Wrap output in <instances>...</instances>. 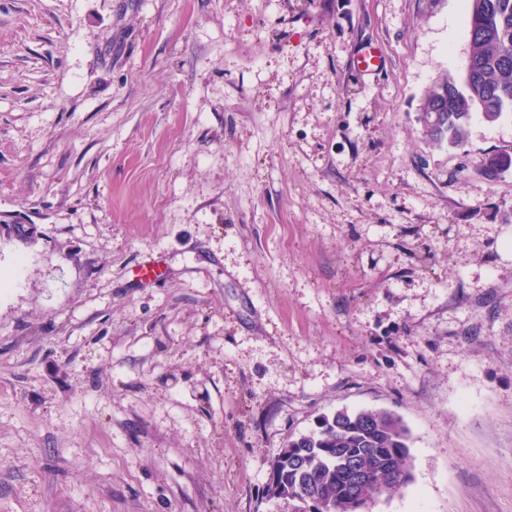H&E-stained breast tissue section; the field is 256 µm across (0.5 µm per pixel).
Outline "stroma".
<instances>
[{
	"mask_svg": "<svg viewBox=\"0 0 512 512\" xmlns=\"http://www.w3.org/2000/svg\"><path fill=\"white\" fill-rule=\"evenodd\" d=\"M470 50L464 0H0V512H291L342 409L410 433L369 512H512V116L420 120ZM503 166L512 169V153H505L503 151L492 152L484 160L481 174L486 180L495 181L499 178L497 170Z\"/></svg>",
	"mask_w": 512,
	"mask_h": 512,
	"instance_id": "1",
	"label": "stroma"
}]
</instances>
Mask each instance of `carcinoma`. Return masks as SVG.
I'll return each mask as SVG.
<instances>
[{
  "mask_svg": "<svg viewBox=\"0 0 512 512\" xmlns=\"http://www.w3.org/2000/svg\"><path fill=\"white\" fill-rule=\"evenodd\" d=\"M471 42L465 76H444L425 95L433 106L448 91L439 128H427L431 113H421L425 135L435 144L456 146L468 133L472 111L488 122L512 114V0H467ZM512 169V153L493 152L481 169L488 181L501 167ZM360 462L368 481H354L349 461ZM411 480L409 431L402 419L385 410L338 411L318 429L291 436L268 461L266 494L292 505V512H311L310 501L331 506L330 512H358L378 493L397 492Z\"/></svg>",
  "mask_w": 512,
  "mask_h": 512,
  "instance_id": "cac0c4a2",
  "label": "carcinoma"
}]
</instances>
